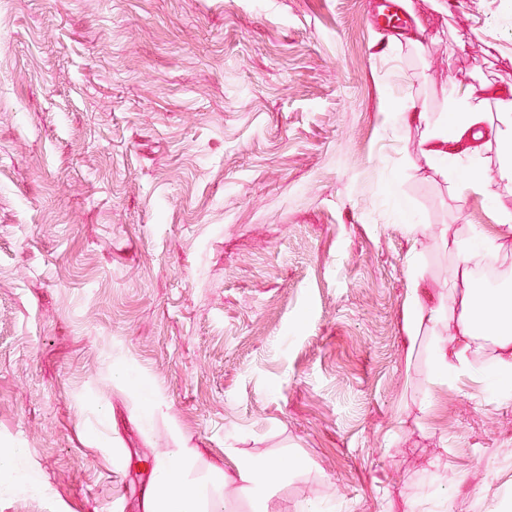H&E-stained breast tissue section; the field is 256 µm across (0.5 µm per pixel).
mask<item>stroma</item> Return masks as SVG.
<instances>
[{
    "mask_svg": "<svg viewBox=\"0 0 512 512\" xmlns=\"http://www.w3.org/2000/svg\"><path fill=\"white\" fill-rule=\"evenodd\" d=\"M386 6L0 0V448L40 489L0 512H146L161 460L202 512L269 460L223 512H512V395L407 339L512 188L396 121L512 86V13ZM463 194L489 195L495 190L494 184L488 181L482 163L480 161H472L469 166L468 178L458 186ZM279 474V464L275 461L257 464H243L236 470L231 481L238 490L250 497H259L264 484L273 483Z\"/></svg>",
    "mask_w": 512,
    "mask_h": 512,
    "instance_id": "obj_1",
    "label": "stroma"
}]
</instances>
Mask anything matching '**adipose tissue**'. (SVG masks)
Returning <instances> with one entry per match:
<instances>
[{
	"label": "adipose tissue",
	"mask_w": 512,
	"mask_h": 512,
	"mask_svg": "<svg viewBox=\"0 0 512 512\" xmlns=\"http://www.w3.org/2000/svg\"><path fill=\"white\" fill-rule=\"evenodd\" d=\"M495 119L481 112L472 92L453 96L448 102L449 123L430 126L424 112H405V124H424L428 131L422 150L433 159H448L464 153L465 143L479 140L498 146L496 181H488L481 162H471L467 179L460 184L463 194L489 195L495 183L512 186V90L494 94ZM512 241V213L498 217L494 233L482 235L478 243L454 241L451 283L447 294L428 298L413 297L412 308L418 320L442 327L443 335L433 339L432 382L450 374L470 372L482 355H490L500 377H512V289L496 291L494 303L485 300L486 290L474 273L482 260L495 257L505 242ZM158 489L148 496L150 512H198L199 489L186 482L181 472L158 462L155 471Z\"/></svg>",
	"instance_id": "ef3b65f1"
}]
</instances>
